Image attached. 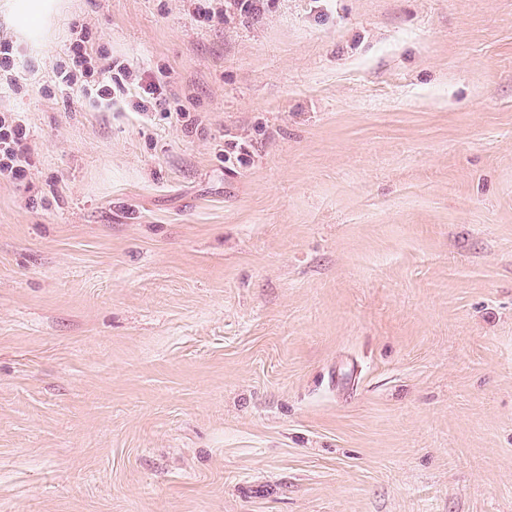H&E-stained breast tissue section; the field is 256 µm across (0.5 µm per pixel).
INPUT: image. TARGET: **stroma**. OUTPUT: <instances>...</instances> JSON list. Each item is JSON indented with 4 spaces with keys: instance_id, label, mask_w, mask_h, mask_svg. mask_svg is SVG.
Masks as SVG:
<instances>
[{
    "instance_id": "obj_1",
    "label": "stroma",
    "mask_w": 512,
    "mask_h": 512,
    "mask_svg": "<svg viewBox=\"0 0 512 512\" xmlns=\"http://www.w3.org/2000/svg\"><path fill=\"white\" fill-rule=\"evenodd\" d=\"M11 2L0 512H512V0ZM23 3L24 20L20 24L19 33L23 38L40 36L50 17L56 11V0H27ZM74 34L68 49L72 66L56 75L62 91H74L77 86L84 92L87 87L96 86V101L110 104L121 99L128 101L136 112H153L166 102V85L161 79L131 62L106 63L90 43L86 30ZM0 112V179H18L32 166L29 130L14 112Z\"/></svg>"
}]
</instances>
